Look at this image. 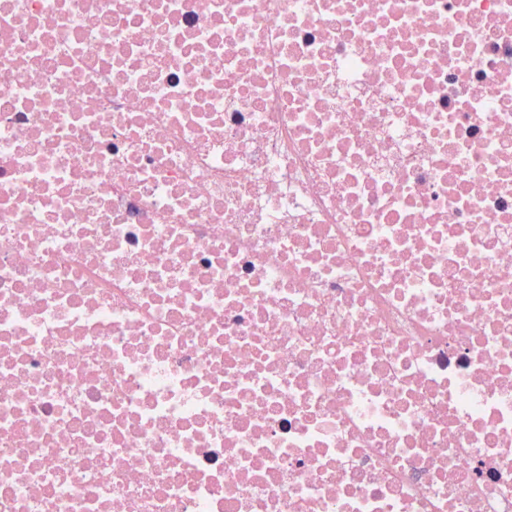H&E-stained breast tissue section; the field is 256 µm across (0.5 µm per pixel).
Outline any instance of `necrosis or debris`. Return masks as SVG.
<instances>
[{
    "label": "necrosis or debris",
    "instance_id": "4bbe7bcc",
    "mask_svg": "<svg viewBox=\"0 0 512 512\" xmlns=\"http://www.w3.org/2000/svg\"><path fill=\"white\" fill-rule=\"evenodd\" d=\"M0 512H512V0H0Z\"/></svg>",
    "mask_w": 512,
    "mask_h": 512
}]
</instances>
